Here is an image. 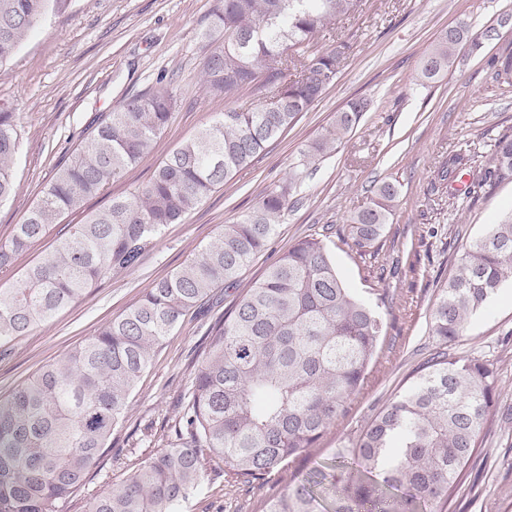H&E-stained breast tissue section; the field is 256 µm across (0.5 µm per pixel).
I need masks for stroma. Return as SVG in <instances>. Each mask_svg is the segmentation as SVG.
<instances>
[{
	"label": "stroma",
	"instance_id": "1",
	"mask_svg": "<svg viewBox=\"0 0 512 512\" xmlns=\"http://www.w3.org/2000/svg\"><path fill=\"white\" fill-rule=\"evenodd\" d=\"M216 0H70L49 12L14 59L0 67V102L20 119L14 189L0 201V242L39 200L63 166L118 104L150 89L166 75L176 99L173 115L145 155L120 179L83 206L61 216L46 236L0 269V285H17L26 268L69 225L84 223L114 197L145 184L160 163L193 137L215 113L253 106L241 93L207 94L201 72L202 37ZM512 0H361L353 16L332 33L350 45L346 63L322 100L272 142L249 167L216 189L179 224L169 225L132 270L113 274L78 304L59 312L29 335L0 346V398L43 365L92 336L124 313L154 285L199 254L222 225L258 205L263 193L287 179L300 151L320 136L354 98L371 108L306 178L299 201L282 217L268 248L239 278L221 287L200 310L167 336L141 376L123 422L108 448L61 512H86L89 502L117 487L139 465L173 440L174 423L205 350L211 327L222 320L241 289L258 279L299 239L327 232L336 269L353 292L379 304L386 321L374 362L350 412L309 452L306 467L329 463L336 448L411 382L412 375L444 347L431 314L440 285L452 274L456 250L450 232L482 235L512 211V182L485 188L475 201L451 209V182L441 171L452 154L486 155L500 135L512 133V76L500 74L512 57ZM467 24L481 46L458 51L438 82L423 83L420 61L449 27ZM398 179L400 204L378 242L377 256L340 243L349 216L366 203L371 185ZM450 355L494 363L500 396L468 478L454 497L456 512H512V286L505 284L475 315L465 337L445 347ZM290 472L250 483L205 480L182 512H259L262 501L284 489Z\"/></svg>",
	"mask_w": 512,
	"mask_h": 512
}]
</instances>
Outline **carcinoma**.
Returning <instances> with one entry per match:
<instances>
[{
  "label": "carcinoma",
  "mask_w": 512,
  "mask_h": 512,
  "mask_svg": "<svg viewBox=\"0 0 512 512\" xmlns=\"http://www.w3.org/2000/svg\"><path fill=\"white\" fill-rule=\"evenodd\" d=\"M66 0H0V66L8 63L48 10ZM360 0H218L204 38L207 92L247 90L261 101L226 109L174 151L143 187L75 224L31 265L22 282L0 286V341L24 336L78 302L114 272L133 269L164 228L179 224L254 160L335 83L348 43L323 44L336 20ZM469 37L465 26L440 36L420 76L439 80ZM175 99L161 78L125 98L59 168L9 240L11 266L49 225L81 207L154 148ZM370 109L351 100L300 152L288 180L268 191L200 255L161 280L122 315L0 400V512H58L84 481L124 419L137 381L182 317L214 290L236 284L262 252L310 166L342 144ZM17 113L0 106V200L13 190ZM456 155L445 179L472 177L469 197L512 179V135H501L482 164ZM402 194L398 181L373 186L368 205L348 219V237L366 254L383 236ZM512 282V213L466 242L432 312L444 343L465 336L470 317ZM385 325L376 308L347 288L330 247L305 237L270 265L208 333L205 357L160 449L86 512H181L207 471L251 482L286 471L343 420L360 391ZM500 396L493 364L438 353L349 445L336 449L345 480L314 467L292 472L288 488L260 512H449Z\"/></svg>",
  "instance_id": "cac0c4a2"
}]
</instances>
